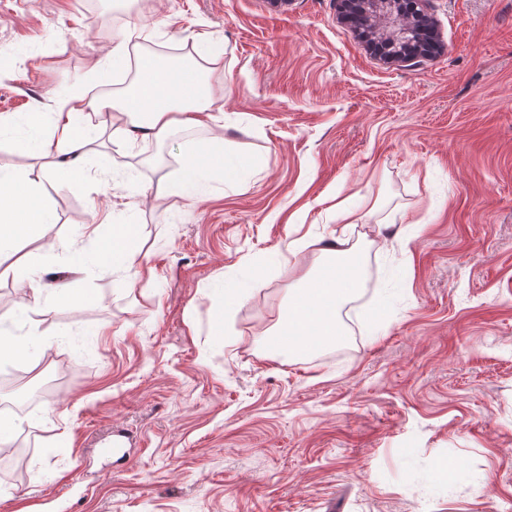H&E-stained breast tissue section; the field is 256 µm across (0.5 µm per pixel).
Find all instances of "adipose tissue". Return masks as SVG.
I'll return each instance as SVG.
<instances>
[{
    "instance_id": "adipose-tissue-1",
    "label": "adipose tissue",
    "mask_w": 512,
    "mask_h": 512,
    "mask_svg": "<svg viewBox=\"0 0 512 512\" xmlns=\"http://www.w3.org/2000/svg\"><path fill=\"white\" fill-rule=\"evenodd\" d=\"M140 34L138 27L129 28L109 52L113 64L136 65V79L124 95L91 98L74 93L61 99L53 112H36L22 119L0 114V141L12 139L19 151L35 160L26 168L0 166V264L10 263L23 285L13 308L0 313V363L19 358L39 363L49 348L39 330V314L53 306L73 305L80 298L74 289L42 283L46 263L56 250L55 244L40 241L41 225L54 218L45 180L62 185L77 181L83 159L103 136L100 120L105 114L126 116L123 137L131 145L161 138L178 126L205 125L215 119L210 111V70L197 65L172 72L149 57L131 58L130 44ZM82 235L93 248L87 252L70 243L71 268L109 267L128 272L136 266L138 253L123 226L109 229L87 224ZM23 241L32 243L33 251L20 253ZM294 248L319 250L327 263L323 274L299 280L291 291L287 313L279 319L275 343L291 353L314 343L337 341L343 334L337 313L361 286L356 248L345 235H336L332 245L324 248L318 238L305 235L295 240Z\"/></svg>"
}]
</instances>
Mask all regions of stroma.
Returning a JSON list of instances; mask_svg holds the SVG:
<instances>
[{
    "label": "stroma",
    "mask_w": 512,
    "mask_h": 512,
    "mask_svg": "<svg viewBox=\"0 0 512 512\" xmlns=\"http://www.w3.org/2000/svg\"><path fill=\"white\" fill-rule=\"evenodd\" d=\"M425 11L444 49L409 65L338 0H0V113L53 111L138 24L168 60L215 58L223 117L132 148L116 118L78 182H46L45 241L107 215L145 270L80 275L78 311L40 317L67 343L0 382V414L47 376L37 409L68 412L27 427L0 512H512V0ZM200 145L229 168L198 200L176 184ZM339 230L363 281L344 334L280 355L322 268L289 246ZM216 279L244 290L231 313Z\"/></svg>",
    "instance_id": "35a3bbf8"
}]
</instances>
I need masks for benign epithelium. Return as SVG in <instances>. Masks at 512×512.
I'll use <instances>...</instances> for the list:
<instances>
[{"label": "benign epithelium", "mask_w": 512, "mask_h": 512, "mask_svg": "<svg viewBox=\"0 0 512 512\" xmlns=\"http://www.w3.org/2000/svg\"><path fill=\"white\" fill-rule=\"evenodd\" d=\"M424 0H340L346 19L357 24L361 16L375 20L374 43L390 61L416 62L441 47L433 39L434 21L422 10Z\"/></svg>", "instance_id": "7a95c632"}]
</instances>
